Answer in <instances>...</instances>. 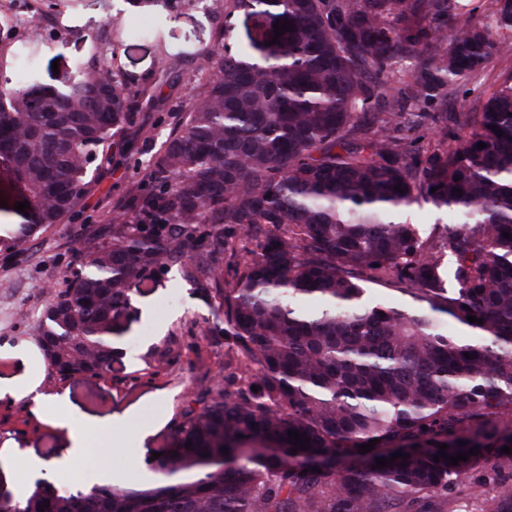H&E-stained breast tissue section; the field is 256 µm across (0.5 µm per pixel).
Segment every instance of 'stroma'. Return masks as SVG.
Instances as JSON below:
<instances>
[{
	"instance_id": "1",
	"label": "stroma",
	"mask_w": 512,
	"mask_h": 512,
	"mask_svg": "<svg viewBox=\"0 0 512 512\" xmlns=\"http://www.w3.org/2000/svg\"><path fill=\"white\" fill-rule=\"evenodd\" d=\"M30 20L39 26L40 39L6 48L9 62L0 64V86H15L31 55L39 61L37 81L56 87L67 86L75 61L96 57L131 88L157 85L158 96L141 98L133 123L120 136L125 152L115 155L73 220L22 243L0 245V380H36L45 394L66 396L90 419L125 416L123 444L108 465L119 473L120 486L140 489L149 486L152 474L129 467L128 457L140 452L149 461L167 451L175 419L199 388L232 380L238 372L213 292L186 281L177 266L138 288L128 312L113 324L112 362L102 377H52L35 327L49 289L64 288L88 238L111 224L144 181L151 157L200 99L208 51L219 42L240 49L261 28L258 18L226 14L224 0L159 4L141 16L124 0H67L53 9L47 0H0V26ZM53 418L51 406L0 400V449L25 448L41 462L57 461L67 434Z\"/></svg>"
}]
</instances>
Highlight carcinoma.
<instances>
[{"instance_id":"1","label":"carcinoma","mask_w":512,"mask_h":512,"mask_svg":"<svg viewBox=\"0 0 512 512\" xmlns=\"http://www.w3.org/2000/svg\"><path fill=\"white\" fill-rule=\"evenodd\" d=\"M260 5L293 31L209 52L206 107L181 118L35 328L59 380L101 376L132 290L179 264L214 287L247 376L198 391L149 487L44 479L0 512H463L483 482L465 491L459 478L480 456L436 463L439 443L448 456L486 448L488 478L512 479L501 452L512 449V72L464 134L420 147V128H448L459 83L490 69L512 0H225L224 11ZM35 30L0 27V43ZM75 70L65 90L27 74L0 93V163L30 205L26 235L73 213L146 94L116 81L102 93L97 61ZM396 72L409 80L390 93ZM421 199L465 222L421 237L397 220ZM240 234L250 246L238 250ZM224 251L228 284L212 260ZM370 284L423 306L373 301ZM441 315L470 337L448 334ZM290 430L310 448L292 452ZM397 452L407 459L373 468ZM205 453L224 467L204 466ZM314 458L327 462L319 473ZM481 512H512V487Z\"/></svg>"}]
</instances>
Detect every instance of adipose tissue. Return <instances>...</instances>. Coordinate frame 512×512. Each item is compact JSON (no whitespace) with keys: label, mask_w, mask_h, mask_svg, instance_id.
I'll return each instance as SVG.
<instances>
[{"label":"adipose tissue","mask_w":512,"mask_h":512,"mask_svg":"<svg viewBox=\"0 0 512 512\" xmlns=\"http://www.w3.org/2000/svg\"><path fill=\"white\" fill-rule=\"evenodd\" d=\"M6 398L14 401L27 400L37 405L49 401L56 406L54 421L66 430L69 440L68 448L63 449L61 458L54 465L57 474H65L71 464L89 458L94 452L98 453L100 460H107L122 443V419H115L111 423L86 419L69 405L65 397H45L37 384L0 386V399Z\"/></svg>","instance_id":"obj_1"}]
</instances>
